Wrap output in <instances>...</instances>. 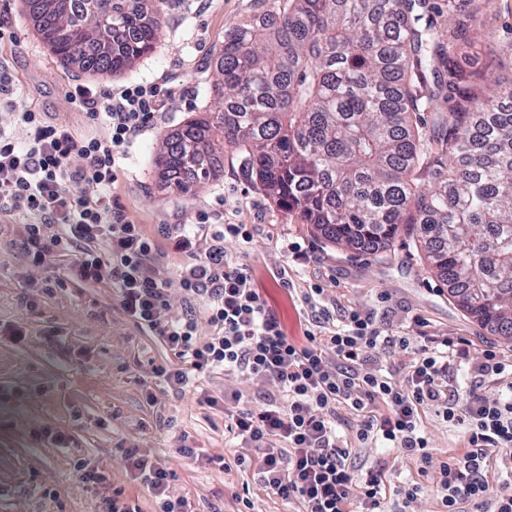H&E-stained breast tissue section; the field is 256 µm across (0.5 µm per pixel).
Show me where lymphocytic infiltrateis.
Listing matches in <instances>:
<instances>
[{"label": "lymphocytic infiltrate", "instance_id": "lymphocytic-infiltrate-1", "mask_svg": "<svg viewBox=\"0 0 512 512\" xmlns=\"http://www.w3.org/2000/svg\"><path fill=\"white\" fill-rule=\"evenodd\" d=\"M71 100L101 118V132L84 135L46 120L0 71V109L14 120L11 130L0 128V213L23 221L21 249L30 266L54 252L69 254V278L115 288L121 309L169 351V365L154 370L168 388L182 390L191 377L217 371L268 386L253 408L234 394L238 406L227 414L240 447L259 453L266 488L301 512H385V464L359 477L348 462L342 431L351 413L363 447L397 448L435 467L444 512H512V488L491 492L488 477L493 468L512 477V395L484 393L512 380L511 354L489 348L473 365L462 339L399 336L357 309L336 321L320 288L302 296L314 329L295 344L255 288L249 264L224 249L229 238L250 243L247 225L214 231L204 213L192 224L160 225L159 235L189 259L176 280L164 278L155 239L126 219L112 188L129 145L164 114L165 98L156 84L135 81L113 90L78 86ZM175 291L188 304L179 317L169 314ZM202 319L209 335L198 333ZM393 348L414 354L400 376L377 359ZM463 364L472 383L461 390L450 374ZM379 401L388 409L382 416L373 412ZM429 406L462 429L463 457L434 462L420 423ZM124 462L160 512H185L184 500L169 494L167 469L136 450Z\"/></svg>", "mask_w": 512, "mask_h": 512}]
</instances>
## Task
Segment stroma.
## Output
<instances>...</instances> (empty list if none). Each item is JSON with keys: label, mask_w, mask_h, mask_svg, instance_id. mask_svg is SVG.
<instances>
[{"label": "stroma", "mask_w": 512, "mask_h": 512, "mask_svg": "<svg viewBox=\"0 0 512 512\" xmlns=\"http://www.w3.org/2000/svg\"><path fill=\"white\" fill-rule=\"evenodd\" d=\"M259 9L258 0H165L156 50L131 71L99 80L62 66L41 42L23 0H0V20H8L19 37L17 47L0 53V67L48 119L70 120L84 134L98 132L99 124L72 104L75 86L161 83L170 94L166 114L130 147L114 197L127 219L151 235L162 224L193 222L200 210L209 211L215 224L251 225V243L228 239L224 249L251 265L261 296L292 341L305 340L310 324L302 296L317 284L336 317L362 309L402 334L424 330L463 338L471 343V360H479L485 349L499 346L498 337L449 299L416 236H402L390 252L378 255L332 245L268 198L230 150L222 178L188 192L168 182L157 162L163 139L214 109V59L225 37ZM22 236V225L0 222V390L26 395L20 403L0 399V512H96L116 489L138 512H157L147 488L123 467L129 448L172 472L170 493L187 500L191 512H289L261 486L255 462L223 468L237 453L226 429L225 401L237 391L258 401L261 387L219 372L204 377L198 388L158 389L152 369L168 364L169 355L125 315L114 288L65 279L68 260L56 254L41 267L29 266ZM292 242L307 251V261L286 260L283 249ZM280 268L285 278L275 277ZM47 280L54 281L53 291L42 289ZM8 328L24 330L25 341L5 336ZM422 420L434 461L466 453L459 429L431 410ZM45 426L69 434L70 447L40 443L37 434ZM345 437L358 472L385 463L388 512H441L432 477L418 475L411 458L360 447L351 427ZM188 447L194 456L185 455ZM88 457L109 484L78 480V464ZM407 478L421 488L409 506L395 489Z\"/></svg>", "instance_id": "obj_1"}]
</instances>
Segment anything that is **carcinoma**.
Masks as SVG:
<instances>
[{
  "label": "carcinoma",
  "instance_id": "obj_1",
  "mask_svg": "<svg viewBox=\"0 0 512 512\" xmlns=\"http://www.w3.org/2000/svg\"><path fill=\"white\" fill-rule=\"evenodd\" d=\"M68 67L132 68L155 48L163 0H95L90 12L25 0ZM216 60L221 109L163 140L158 162L189 191L238 154L265 194L332 244L388 251L418 240L467 315L512 347V81L467 73L473 40L512 67L482 0H260ZM430 186H421L422 177Z\"/></svg>",
  "mask_w": 512,
  "mask_h": 512
}]
</instances>
